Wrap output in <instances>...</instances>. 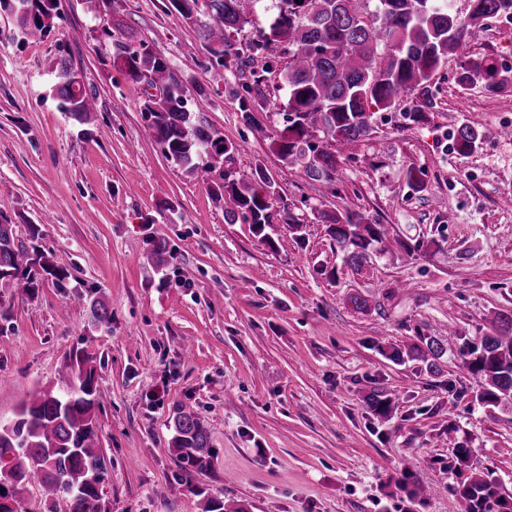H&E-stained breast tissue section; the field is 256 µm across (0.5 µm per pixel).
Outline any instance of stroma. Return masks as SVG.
<instances>
[{
    "mask_svg": "<svg viewBox=\"0 0 512 512\" xmlns=\"http://www.w3.org/2000/svg\"><path fill=\"white\" fill-rule=\"evenodd\" d=\"M57 5L54 29L38 41L0 11V216L22 244L39 234L69 273L30 293L0 290V416L73 380L70 355L90 356L104 396L105 512H202L199 487L249 512H463L448 469L460 448L512 495V409L478 405L481 384L456 354L434 376L380 353L449 328L473 340L493 314L512 313V139L498 134L512 89L461 98L448 87L451 62L428 121L389 123L374 107L375 130L342 163L336 195L244 125L236 77L208 65L206 6L187 18L169 0H112L97 13L84 0ZM117 20L189 90L205 89L203 112L237 146L232 171L242 179L264 162L298 205L301 234L272 224L261 238L225 223L208 179L166 160L100 36ZM63 60L97 99L87 123L51 94ZM463 123L484 134L467 157L446 147ZM412 165L427 171L424 193L407 185ZM316 208L365 212L390 236L428 246L394 248L353 274ZM151 238L171 249L165 265L145 262ZM93 294L111 324L90 320ZM355 294L369 311L354 309ZM373 391L393 399L382 424L364 403ZM178 405L204 418L218 450L210 471L191 478L168 450ZM405 468L431 490L414 506L395 484Z\"/></svg>",
    "mask_w": 512,
    "mask_h": 512,
    "instance_id": "obj_1",
    "label": "stroma"
}]
</instances>
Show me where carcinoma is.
<instances>
[{
    "label": "carcinoma",
    "mask_w": 512,
    "mask_h": 512,
    "mask_svg": "<svg viewBox=\"0 0 512 512\" xmlns=\"http://www.w3.org/2000/svg\"><path fill=\"white\" fill-rule=\"evenodd\" d=\"M205 2L211 14L203 31L209 63L239 77L236 96L244 124L270 140L283 164L333 187L335 193L343 152L374 131L370 106L390 109L400 96H407L412 108L402 117L422 122L436 106L437 74L448 58L457 59L455 83L463 90L477 83L488 93L512 88V69L499 67L493 58L459 51L487 20L511 14L512 0H468L462 14L453 0H271L270 23L244 49L236 47L233 33L248 22L259 0ZM0 9L14 15L25 36L40 39L53 27L56 5L55 0H0ZM107 37L112 63L121 68L130 90L143 98V112L166 159L190 175H218L210 191L224 199L226 223L251 224L259 235L279 221L296 231L302 227L264 164H256L250 178L242 180L224 168L237 145L224 139L206 113L190 108L187 88L165 58L120 21L112 24ZM271 46L281 47L288 62L267 54ZM260 55L265 63L258 71L253 64ZM272 73L282 77L287 101L282 128L268 133L254 112L265 107V75ZM52 91L62 111L76 121L89 120L96 109L81 74L65 61ZM452 137L454 152L464 157L481 144L483 133L461 124ZM407 183L417 193L427 190L424 169L410 167ZM318 218L329 225L344 267L355 274L362 272L371 251L388 250L385 225L361 211H322ZM44 274L58 281L68 276L50 263L40 245L34 243L30 250L19 246L13 225L1 219L0 286L27 290ZM89 314L98 324L111 321L99 298L90 300ZM452 344V333L419 336L409 346L392 345L381 354L394 364L419 360L429 373L439 375ZM459 354L468 371L482 380L479 403L494 408L512 404V314L495 315L490 331L459 346ZM88 363L84 354L71 355L69 369L77 384L60 392L45 390L21 403L12 417L0 419V512H16V498L29 484L40 487L43 512H57L62 502L66 512H101L106 469L96 409L102 393ZM365 405L379 420L392 411V400L377 392L365 398ZM170 450L189 476L207 473L215 456L204 420L182 407L174 416ZM397 484L412 504L427 494L405 473ZM453 492L465 512H512V498L483 472L470 473Z\"/></svg>",
    "instance_id": "carcinoma-1"
}]
</instances>
